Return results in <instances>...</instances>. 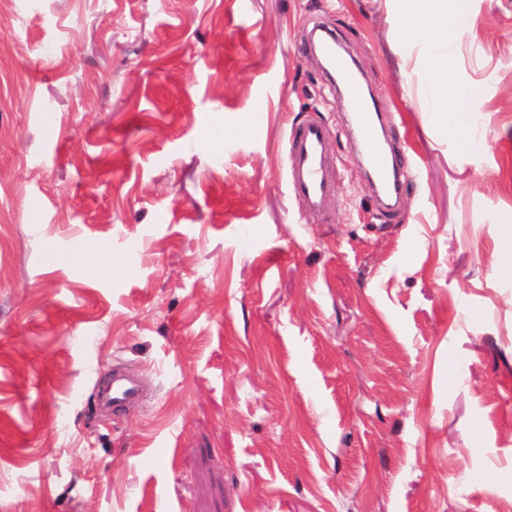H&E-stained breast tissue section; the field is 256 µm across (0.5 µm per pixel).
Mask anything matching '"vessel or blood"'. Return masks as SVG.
Returning <instances> with one entry per match:
<instances>
[{
	"label": "vessel or blood",
	"instance_id": "b4317fda",
	"mask_svg": "<svg viewBox=\"0 0 512 512\" xmlns=\"http://www.w3.org/2000/svg\"><path fill=\"white\" fill-rule=\"evenodd\" d=\"M311 46L340 77L342 99L357 109L356 134L377 183L382 189L401 191L402 185L397 180V162L389 149L378 140L366 90L354 72L350 59L340 50L331 32H324L312 40ZM326 137L325 127L313 119L295 125L288 137L289 189L306 210L316 213L326 211L337 192V179L329 161ZM138 392V382L130 373L116 372L109 383L100 388L98 404L103 408L121 409L134 402Z\"/></svg>",
	"mask_w": 512,
	"mask_h": 512
}]
</instances>
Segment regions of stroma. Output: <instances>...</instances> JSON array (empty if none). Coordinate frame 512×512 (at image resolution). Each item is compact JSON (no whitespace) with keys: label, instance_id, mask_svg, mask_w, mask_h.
<instances>
[{"label":"stroma","instance_id":"obj_1","mask_svg":"<svg viewBox=\"0 0 512 512\" xmlns=\"http://www.w3.org/2000/svg\"><path fill=\"white\" fill-rule=\"evenodd\" d=\"M400 7L0 0V512L512 500V0H468L448 59L481 95L473 145L449 144L434 50L400 38ZM319 24L387 115L396 211L305 47ZM309 115L326 214L286 181ZM115 367L141 398L103 412Z\"/></svg>","mask_w":512,"mask_h":512}]
</instances>
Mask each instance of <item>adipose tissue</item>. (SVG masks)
Here are the masks:
<instances>
[{
  "label": "adipose tissue",
  "instance_id": "obj_1",
  "mask_svg": "<svg viewBox=\"0 0 512 512\" xmlns=\"http://www.w3.org/2000/svg\"><path fill=\"white\" fill-rule=\"evenodd\" d=\"M466 7L467 0H402L400 35L453 49L462 34Z\"/></svg>",
  "mask_w": 512,
  "mask_h": 512
}]
</instances>
